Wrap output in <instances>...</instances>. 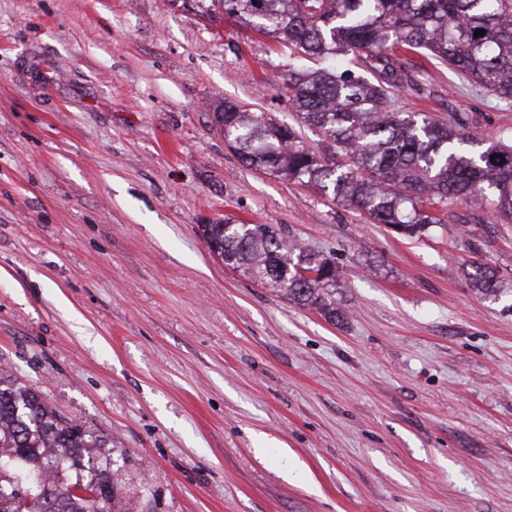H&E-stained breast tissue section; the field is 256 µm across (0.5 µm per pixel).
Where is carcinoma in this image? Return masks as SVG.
<instances>
[{
    "label": "carcinoma",
    "instance_id": "cac0c4a2",
    "mask_svg": "<svg viewBox=\"0 0 512 512\" xmlns=\"http://www.w3.org/2000/svg\"><path fill=\"white\" fill-rule=\"evenodd\" d=\"M225 14L271 35L297 64L288 96L308 142L268 113L224 102L216 113L242 163L312 184L397 234L420 239L450 202L512 224V146L485 150L468 115L438 119L401 112L397 92L418 85L428 66L456 74L512 104V0H219ZM479 29L486 31L475 36ZM413 53L416 65L401 58ZM224 263L278 288L330 321L343 317L329 299L335 263L292 257L270 224H201ZM290 269L288 276L278 269ZM486 297L501 288L485 265L472 275ZM107 440L50 409L38 390L0 371V512H125L116 469L93 464Z\"/></svg>",
    "mask_w": 512,
    "mask_h": 512
}]
</instances>
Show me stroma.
Instances as JSON below:
<instances>
[{
  "label": "stroma",
  "mask_w": 512,
  "mask_h": 512,
  "mask_svg": "<svg viewBox=\"0 0 512 512\" xmlns=\"http://www.w3.org/2000/svg\"><path fill=\"white\" fill-rule=\"evenodd\" d=\"M210 9L0 0V369L111 442L133 512H512V224L407 239L243 166L215 114L296 124L291 58ZM398 107L512 134L445 66ZM227 221L333 258L343 320L214 255ZM472 280L474 290L484 297L495 295L501 288V281L495 270L485 265L478 267L476 273L472 274Z\"/></svg>",
  "instance_id": "obj_1"
}]
</instances>
